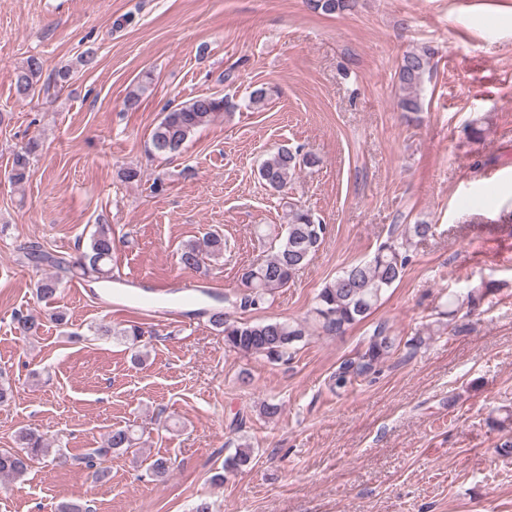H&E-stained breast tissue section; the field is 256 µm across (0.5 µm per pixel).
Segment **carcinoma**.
Instances as JSON below:
<instances>
[{
  "label": "carcinoma",
  "mask_w": 512,
  "mask_h": 512,
  "mask_svg": "<svg viewBox=\"0 0 512 512\" xmlns=\"http://www.w3.org/2000/svg\"><path fill=\"white\" fill-rule=\"evenodd\" d=\"M313 8L327 15L346 11L353 0H309ZM435 51L423 47L403 56L397 73L401 91L400 107L406 113L422 110L420 97L424 73L429 70ZM96 63L95 53L87 50L76 62L55 69L51 81L53 87L61 90L67 87L76 73L90 69ZM43 63L38 57H29L17 72L14 89L19 100H25L36 91L41 79ZM232 107L223 97L214 95L197 96L188 102L169 105L150 135L152 153L162 160H171L183 153L187 141L202 127L208 125L220 112ZM39 143L28 141L14 154L10 181L21 184L30 174V157L35 154ZM319 159L303 148L281 147L270 153L261 162L258 174L265 184L276 192L288 188L298 171L317 166ZM327 225L315 218L313 213L294 206L289 213L286 234L277 248L265 258L244 269L241 280L246 293L240 298L238 307L244 311L264 305L271 294L292 282L295 276L308 264L324 241ZM433 234V225L415 224L392 234L382 242L373 256L345 268L333 280L325 283L316 295L312 319L327 335L342 336L346 331L366 319L380 307L387 289L400 281L410 264L409 244L412 238H425ZM24 257L32 265L49 266L54 269L51 276L38 282L36 295L47 299L55 295L67 278L112 282L113 239L107 224L98 225L87 251L76 260L57 257L43 246L30 243L20 247ZM224 253V240L209 235L198 241H190L180 252V263L190 269H198L205 260L217 258ZM474 302L472 293L448 296V309L425 325V331L405 340L391 333L387 324L380 322L368 331L361 346L355 353L344 358L332 373L330 381L336 392L349 388L368 379L378 372L379 365L396 351L405 347L415 351L426 344L431 335H450L457 332L451 323L464 304ZM216 331L224 335V346L228 351L243 355H258L271 363L288 362L297 351V345L308 335L306 322L268 319L260 322L233 320L219 308L203 311ZM15 335L24 338L35 337L43 328L42 319L32 313L17 312L12 318ZM18 448H0V477H20L27 473L34 463L46 458L50 444L44 435L34 431H22L18 435ZM137 445L135 430L131 427L112 430L104 446L91 448L77 461L98 475L104 472L103 464L116 449L129 450ZM253 462V448L241 444L235 453L224 460L226 470H244Z\"/></svg>",
  "instance_id": "obj_1"
}]
</instances>
